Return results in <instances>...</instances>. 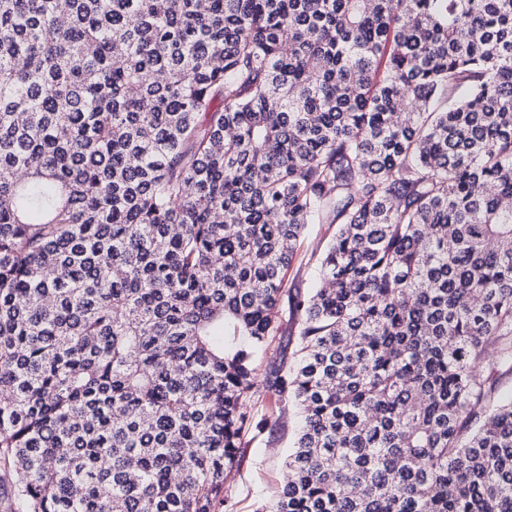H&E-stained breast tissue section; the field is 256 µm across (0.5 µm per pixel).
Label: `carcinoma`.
<instances>
[{"label": "carcinoma", "instance_id": "carcinoma-1", "mask_svg": "<svg viewBox=\"0 0 512 512\" xmlns=\"http://www.w3.org/2000/svg\"><path fill=\"white\" fill-rule=\"evenodd\" d=\"M506 199L512 0H0L17 512H216L259 399L261 512H512ZM329 235H325V227L321 224H311L301 238V247L296 257L294 267L288 272L289 282L299 276L309 285L317 277V259L327 244ZM295 350V342H290L287 347L286 336H273L269 339V347L266 352L256 360L255 366L259 375L263 376L268 365L279 360L283 355L286 361L290 362L292 353ZM253 412L257 418L269 417V423L261 433H255L248 448L242 449L241 464L227 479L233 512H256L276 498L284 457L299 425L291 406L273 411L268 401L259 400Z\"/></svg>", "mask_w": 512, "mask_h": 512}]
</instances>
